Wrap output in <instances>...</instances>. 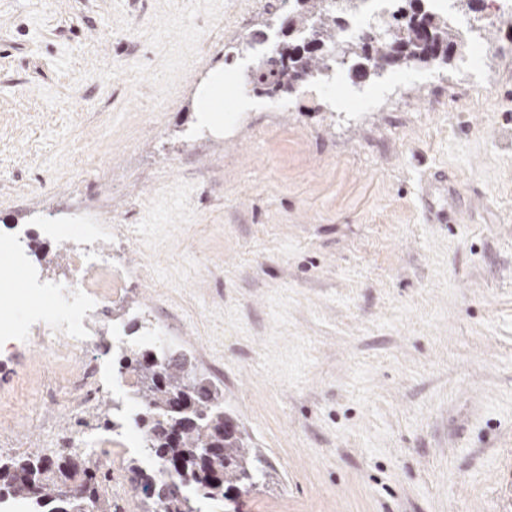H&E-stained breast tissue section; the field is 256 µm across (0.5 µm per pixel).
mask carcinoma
<instances>
[{"instance_id": "obj_1", "label": "carcinoma", "mask_w": 512, "mask_h": 512, "mask_svg": "<svg viewBox=\"0 0 512 512\" xmlns=\"http://www.w3.org/2000/svg\"><path fill=\"white\" fill-rule=\"evenodd\" d=\"M282 25L294 35L286 49L268 56L255 83L268 94L291 93L300 84L329 70L328 51L336 47L341 16L356 11L363 0H296ZM380 38H359L336 52V65L360 79L380 75L387 67L448 62L465 46L448 17L401 6ZM119 369L135 374L140 409L142 455L188 480L193 494L131 465L135 489L161 512H201L199 504H219L234 489L251 486L264 475L262 460L250 438L236 429L224 410V391L194 373L187 355L166 347L124 352ZM80 448L48 454L40 448L14 457H0V505L34 506L33 512H117L104 490L107 476L86 460Z\"/></svg>"}]
</instances>
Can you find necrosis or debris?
<instances>
[{
  "instance_id": "necrosis-or-debris-1",
  "label": "necrosis or debris",
  "mask_w": 512,
  "mask_h": 512,
  "mask_svg": "<svg viewBox=\"0 0 512 512\" xmlns=\"http://www.w3.org/2000/svg\"><path fill=\"white\" fill-rule=\"evenodd\" d=\"M41 236L53 241L82 238L86 249L76 251L72 270L65 281L38 286L41 309H28L29 297L6 295V308L0 309V344L21 346L30 335H37L46 358L74 361L81 372L71 375L59 402V416L69 419L72 427L66 436L57 438L61 448L77 444L98 447L102 438L87 431L83 414L96 407L104 388L103 366L90 357L98 348L124 349L128 343L121 325L112 319L113 305L121 299L125 286L124 268L114 263L111 253L102 251L99 224H16L6 233L7 241L21 246L24 239Z\"/></svg>"
}]
</instances>
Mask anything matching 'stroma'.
I'll return each instance as SVG.
<instances>
[{
    "mask_svg": "<svg viewBox=\"0 0 512 512\" xmlns=\"http://www.w3.org/2000/svg\"><path fill=\"white\" fill-rule=\"evenodd\" d=\"M480 0L461 56L268 105L281 0H0V227H112L121 313L186 353L267 470L214 512H512V29ZM473 59L488 92L459 70ZM224 66L249 108L201 127ZM453 224L428 222L420 193ZM79 369L0 352V454L70 428ZM138 430L113 446L130 483Z\"/></svg>",
    "mask_w": 512,
    "mask_h": 512,
    "instance_id": "35a3bbf8",
    "label": "stroma"
}]
</instances>
